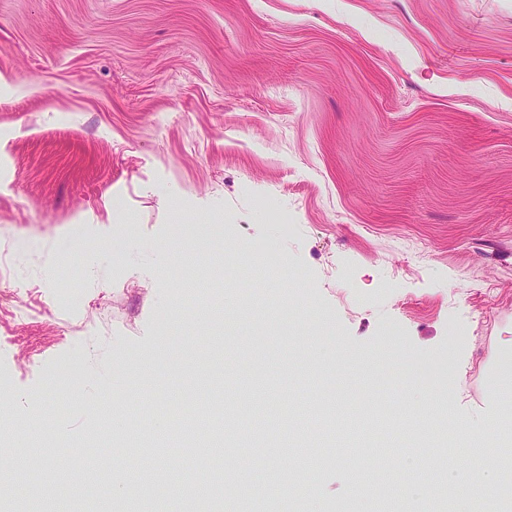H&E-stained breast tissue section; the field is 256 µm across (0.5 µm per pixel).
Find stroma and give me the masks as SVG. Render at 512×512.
Here are the masks:
<instances>
[{
  "instance_id": "obj_1",
  "label": "stroma",
  "mask_w": 512,
  "mask_h": 512,
  "mask_svg": "<svg viewBox=\"0 0 512 512\" xmlns=\"http://www.w3.org/2000/svg\"><path fill=\"white\" fill-rule=\"evenodd\" d=\"M0 260L38 310L0 309V390L45 497L113 409L181 405L211 359L222 473L151 459L220 512H267L295 469L317 512H389V467L445 484L453 429L512 438L487 387L512 352V0H0ZM373 409L349 467L344 416ZM116 462L86 457L91 512H125ZM367 481L386 495L353 499Z\"/></svg>"
}]
</instances>
